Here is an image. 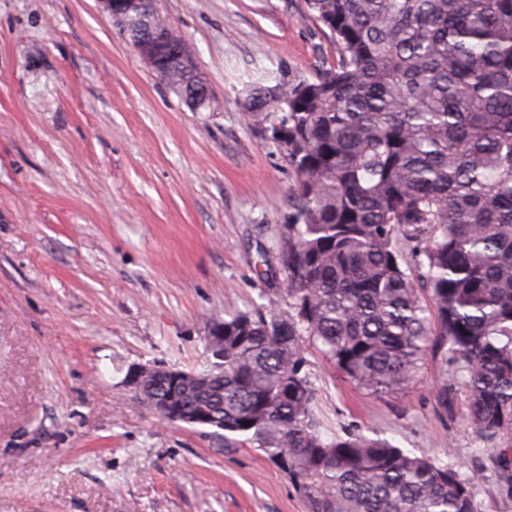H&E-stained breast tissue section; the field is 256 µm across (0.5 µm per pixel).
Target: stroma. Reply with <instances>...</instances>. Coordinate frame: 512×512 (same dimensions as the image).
<instances>
[{
  "label": "stroma",
  "instance_id": "1",
  "mask_svg": "<svg viewBox=\"0 0 512 512\" xmlns=\"http://www.w3.org/2000/svg\"><path fill=\"white\" fill-rule=\"evenodd\" d=\"M155 6L194 49L205 108L98 0H0V512H307L263 454L161 420L125 377L203 368L214 317L287 314L276 249L298 177L241 91L268 71L312 79L336 49L305 0ZM306 357L325 439L481 471L476 512H512L442 355L382 397Z\"/></svg>",
  "mask_w": 512,
  "mask_h": 512
}]
</instances>
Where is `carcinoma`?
<instances>
[{
    "label": "carcinoma",
    "instance_id": "cac0c4a2",
    "mask_svg": "<svg viewBox=\"0 0 512 512\" xmlns=\"http://www.w3.org/2000/svg\"><path fill=\"white\" fill-rule=\"evenodd\" d=\"M337 66L265 72L247 110L297 173L278 263L288 316L211 323L224 359L143 366L134 399L224 447L261 450L307 512H475L479 474L383 439L322 438L305 343L372 395L424 356L462 377L466 425L512 481V0H307ZM166 84L198 110V72Z\"/></svg>",
    "mask_w": 512,
    "mask_h": 512
}]
</instances>
